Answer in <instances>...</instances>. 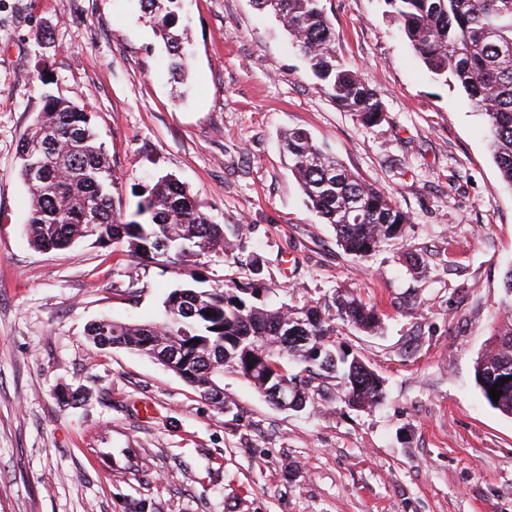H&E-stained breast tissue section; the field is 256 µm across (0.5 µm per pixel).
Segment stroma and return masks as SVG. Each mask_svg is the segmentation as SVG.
<instances>
[{"instance_id":"stroma-1","label":"stroma","mask_w":512,"mask_h":512,"mask_svg":"<svg viewBox=\"0 0 512 512\" xmlns=\"http://www.w3.org/2000/svg\"><path fill=\"white\" fill-rule=\"evenodd\" d=\"M321 5L338 57L385 107L379 125L337 110L251 0H182L184 86L135 0H0V512H512V416L474 378L512 319V187L481 115L432 79L384 0ZM47 92L90 112L124 214L170 174L223 225L230 248L196 266L207 286L254 277L246 251L262 302L341 291L376 306L380 332L339 341L383 379V403L351 407L319 378L304 410H284L228 373L219 411L160 363L96 349L90 323L160 320L188 271L89 240L30 245L18 150ZM292 128L392 196L411 217L403 239L344 252L281 151Z\"/></svg>"}]
</instances>
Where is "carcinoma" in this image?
Masks as SVG:
<instances>
[{"label": "carcinoma", "instance_id": "1", "mask_svg": "<svg viewBox=\"0 0 512 512\" xmlns=\"http://www.w3.org/2000/svg\"><path fill=\"white\" fill-rule=\"evenodd\" d=\"M141 17L153 23L169 54L173 80H184L188 61L178 25L180 0H137ZM288 33L292 46L308 61L336 108L365 126L385 119V109L369 81L336 57V32L321 0H254ZM412 51L437 81L453 79L472 107L482 113L490 148L503 182L512 185V0H384ZM290 168L313 211L333 226L338 245L365 258L403 238L410 215L397 202L329 156L302 129L282 140ZM20 164L36 163L45 179L28 190L31 211L27 232L40 251L63 250L77 240L101 247H125L144 262L189 265L228 245L224 226L214 223L197 199L176 178L165 175L142 188L136 211L116 209L118 183L98 142L91 116L79 106L48 95L31 132L21 141ZM97 234L88 231V225ZM200 278L170 291L202 296L204 310L164 309L155 322L102 320L87 334L99 349L121 348L159 359L160 345L176 351L170 370L224 410V373L238 375L260 392L286 382L296 405L306 407L307 392L292 365L328 379L343 380L354 406L373 407L383 398L379 376L336 343L350 325L364 332L380 326L376 307L336 293L324 305L290 308L259 300L258 280L199 288ZM211 316H206V313ZM319 340L321 355L308 359L306 342ZM506 383H499V379ZM475 380L483 398L512 416V324L501 328L476 361ZM502 392L493 402L489 389Z\"/></svg>", "mask_w": 512, "mask_h": 512}]
</instances>
